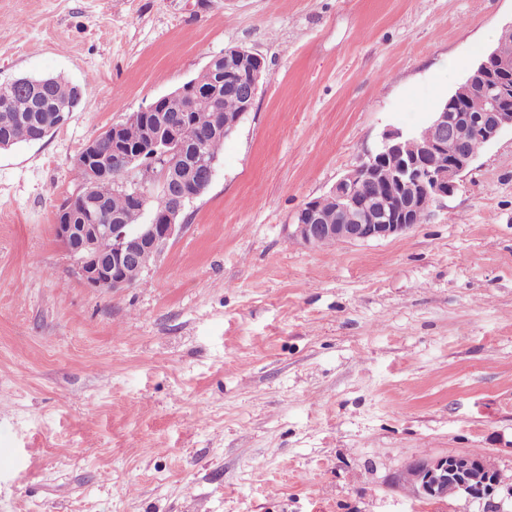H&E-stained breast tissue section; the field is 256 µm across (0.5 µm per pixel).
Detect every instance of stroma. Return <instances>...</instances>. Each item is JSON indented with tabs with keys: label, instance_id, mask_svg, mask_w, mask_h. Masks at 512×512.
<instances>
[{
	"label": "stroma",
	"instance_id": "stroma-1",
	"mask_svg": "<svg viewBox=\"0 0 512 512\" xmlns=\"http://www.w3.org/2000/svg\"><path fill=\"white\" fill-rule=\"evenodd\" d=\"M509 23L512 0H0V83L82 89L0 149V512H480L416 501L421 456L512 483V132L410 232L290 230ZM236 46L265 73L185 230L87 287L52 231L76 155Z\"/></svg>",
	"mask_w": 512,
	"mask_h": 512
}]
</instances>
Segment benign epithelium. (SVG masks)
Returning a JSON list of instances; mask_svg holds the SVG:
<instances>
[{
    "mask_svg": "<svg viewBox=\"0 0 512 512\" xmlns=\"http://www.w3.org/2000/svg\"><path fill=\"white\" fill-rule=\"evenodd\" d=\"M227 54L241 60H260L258 55L248 50L232 47L214 56L208 66L214 67ZM262 73L263 69L259 66L251 70L248 81L236 84L239 96L249 107L257 96ZM476 89L485 92L484 111L473 113L445 110L435 113L431 123L420 132L393 130L384 137L375 153L361 160L336 181L330 189V195L336 200V210L347 213L351 223L323 224L318 210L311 204L301 208L299 219L294 224L293 236L307 246L318 248L336 242L386 239L413 229L414 225L406 223V216L415 208L421 195H429L435 203H442L458 189L460 175L477 156V151L469 147L462 148L460 143L475 141L486 146L504 131L512 130V57L491 51L488 60L481 62L458 86L449 103L468 97ZM175 99L183 102L182 114L173 118L165 137L166 144L161 145L150 136L146 146L148 150L174 157L162 171L147 170L141 165L135 167L134 155L113 149L112 166L107 169V173L128 193L139 212L146 209L148 196L156 186L169 189L174 184L182 183L176 160L187 146L188 122L184 113L191 109L192 86L185 83L126 118L128 122L138 121L142 114ZM243 116L242 112L234 116L218 112L214 117L215 130H234ZM119 129L120 126L114 124L83 146L79 171L89 169L91 162L102 159L105 146L113 145V138ZM445 152L448 153L446 168L435 163V158ZM391 155L396 157L393 165L375 170L378 160ZM133 168L138 171V176L132 180L126 179L125 175ZM376 171L399 189V207H375L364 198V184ZM213 176V163L202 165L198 183L173 195L171 210L153 215L147 224L131 227L99 223L104 210L91 196V184L84 179L82 187L86 188L85 193L73 196L71 206L56 215L54 236L73 258L76 272L87 287L112 291L128 288L130 283L123 276L122 270L129 265L145 270L164 252L169 241L185 228V225L178 222V217L186 202L201 195L210 185ZM78 217L84 223H74ZM102 235L112 238V256L108 258L102 256L96 247L97 238ZM473 470L485 473V478L475 486L470 485L469 478ZM401 480L413 484L412 495L422 503L438 504L450 495L465 496L479 501L493 512H503V504L512 500V487L503 485L495 471L481 459L467 455L418 457L407 466Z\"/></svg>",
    "mask_w": 512,
    "mask_h": 512,
    "instance_id": "1",
    "label": "benign epithelium"
}]
</instances>
